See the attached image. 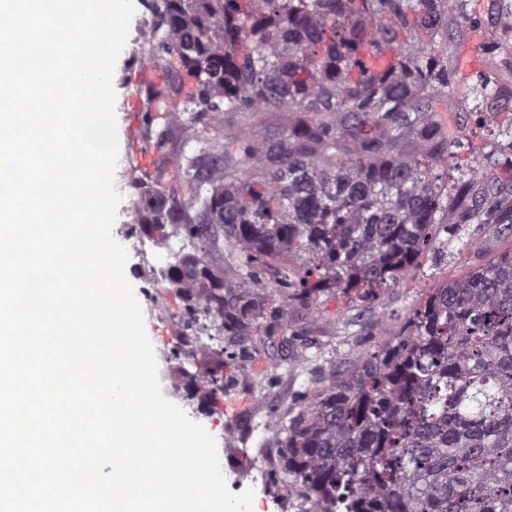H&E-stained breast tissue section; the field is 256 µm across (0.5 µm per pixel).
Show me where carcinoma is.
Listing matches in <instances>:
<instances>
[{"mask_svg":"<svg viewBox=\"0 0 512 512\" xmlns=\"http://www.w3.org/2000/svg\"><path fill=\"white\" fill-rule=\"evenodd\" d=\"M466 2L450 29L448 0H153L165 78L145 85L142 125L162 124L159 147L175 127L183 141L137 177L138 228L191 247L163 271L198 285L165 358L206 369L208 407L260 359L259 325L283 335L321 295L376 300L434 225L512 238V207L448 216L436 174L465 148L449 113L512 101L499 71L448 66V43L482 24ZM267 112L285 122L261 132ZM274 427L272 482L313 512H512V246L430 289Z\"/></svg>","mask_w":512,"mask_h":512,"instance_id":"carcinoma-1","label":"carcinoma"}]
</instances>
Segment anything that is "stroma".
<instances>
[{
    "instance_id": "1",
    "label": "stroma",
    "mask_w": 512,
    "mask_h": 512,
    "mask_svg": "<svg viewBox=\"0 0 512 512\" xmlns=\"http://www.w3.org/2000/svg\"><path fill=\"white\" fill-rule=\"evenodd\" d=\"M138 69L127 54H120L114 72L116 90L115 114L118 133V158L114 182L123 202L117 209L113 226L116 241H125L131 222L126 203L137 195V189L126 170L129 161L135 160L137 151L154 150L153 141L144 140L142 130L132 136L138 140L137 149L127 144L126 115L137 108H145L146 97L139 90ZM457 120L464 126L470 147L461 151L459 159L467 164L477 162L484 165L487 175L475 180L468 199L502 208L512 205V184L499 180L502 151L496 135L495 125H477L469 113H459ZM463 233L476 243L474 249L457 251L450 245L453 235ZM507 246L494 225L452 224L449 227L435 226L428 248L418 266L410 268L400 283L386 289L374 302L359 306H348L342 298H319L310 309L302 311L293 322L295 335L289 341L268 339L265 346V361L274 367L275 381L262 401H255L246 382H239L235 389L225 395L223 403L228 411L222 416L223 423H234L246 428L252 419L264 418L274 408L289 406L299 396L312 392L323 384L331 371L332 361H343L354 350L373 346L376 334L383 328H396L406 318L409 310L427 289L435 287L448 278L460 275L466 268L487 262ZM221 469L225 479L248 481L246 461L266 464L269 471H276L280 450L276 436L255 432L249 450L224 444Z\"/></svg>"
}]
</instances>
